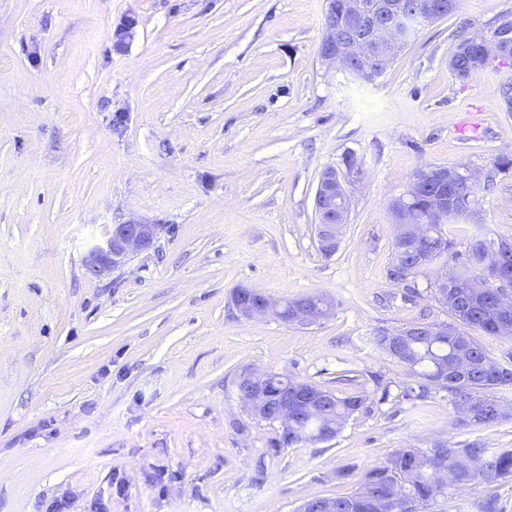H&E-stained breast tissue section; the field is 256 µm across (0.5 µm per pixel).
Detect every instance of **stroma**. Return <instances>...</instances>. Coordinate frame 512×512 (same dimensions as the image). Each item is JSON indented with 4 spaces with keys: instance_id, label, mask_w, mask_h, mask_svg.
<instances>
[{
    "instance_id": "1",
    "label": "stroma",
    "mask_w": 512,
    "mask_h": 512,
    "mask_svg": "<svg viewBox=\"0 0 512 512\" xmlns=\"http://www.w3.org/2000/svg\"><path fill=\"white\" fill-rule=\"evenodd\" d=\"M327 0H0V512H298L357 490L401 448H512V421L472 429L445 392L399 399L404 366L374 344L421 313L386 268L390 201L436 164L488 172L512 156L501 86L512 61L457 79L463 34L512 0H461L375 82L322 60ZM133 24V35L119 32ZM340 244L322 254L315 193L347 154ZM448 223L512 241V170ZM160 225L154 245L102 276L85 266L107 225ZM240 287L324 293L308 327L241 319ZM252 369L340 394L370 413L335 439L272 448L237 382ZM389 397H382V390ZM512 512V478L438 499Z\"/></svg>"
}]
</instances>
